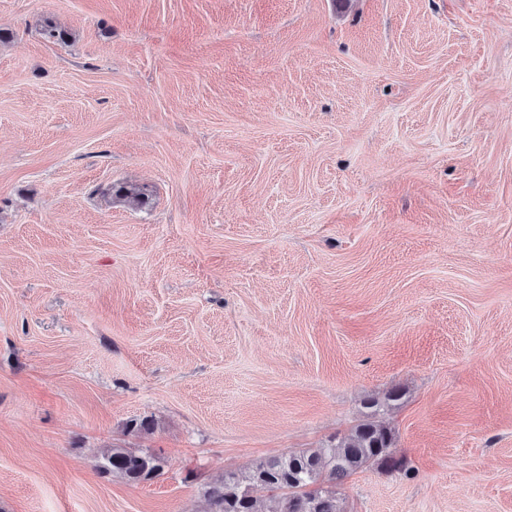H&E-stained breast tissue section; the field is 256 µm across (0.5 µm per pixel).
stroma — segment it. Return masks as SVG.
<instances>
[{
	"mask_svg": "<svg viewBox=\"0 0 512 512\" xmlns=\"http://www.w3.org/2000/svg\"><path fill=\"white\" fill-rule=\"evenodd\" d=\"M396 388L342 512H512V0H0V512H209ZM164 458L157 453L136 451L122 446L107 448L97 465L101 477L117 478L126 483L139 484L144 475L155 479L153 472L163 470Z\"/></svg>",
	"mask_w": 512,
	"mask_h": 512,
	"instance_id": "stroma-1",
	"label": "stroma"
}]
</instances>
